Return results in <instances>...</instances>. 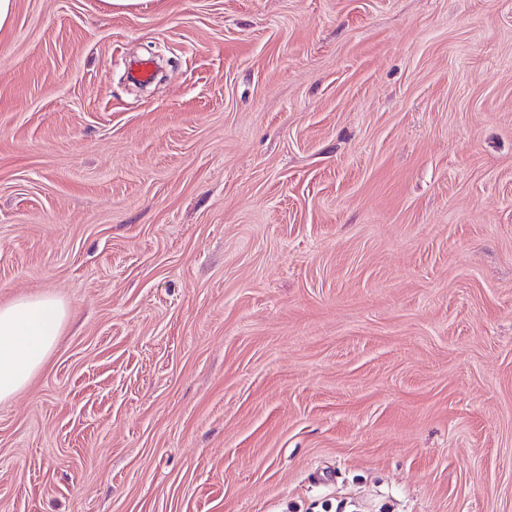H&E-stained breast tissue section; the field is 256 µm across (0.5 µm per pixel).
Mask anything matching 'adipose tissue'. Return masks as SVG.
<instances>
[{"mask_svg":"<svg viewBox=\"0 0 512 512\" xmlns=\"http://www.w3.org/2000/svg\"><path fill=\"white\" fill-rule=\"evenodd\" d=\"M68 310L51 296L0 306V400L23 389L55 348Z\"/></svg>","mask_w":512,"mask_h":512,"instance_id":"adipose-tissue-1","label":"adipose tissue"}]
</instances>
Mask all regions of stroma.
<instances>
[{
    "label": "stroma",
    "mask_w": 512,
    "mask_h": 512,
    "mask_svg": "<svg viewBox=\"0 0 512 512\" xmlns=\"http://www.w3.org/2000/svg\"><path fill=\"white\" fill-rule=\"evenodd\" d=\"M38 295L0 512H512V0H14Z\"/></svg>",
    "instance_id": "1"
}]
</instances>
